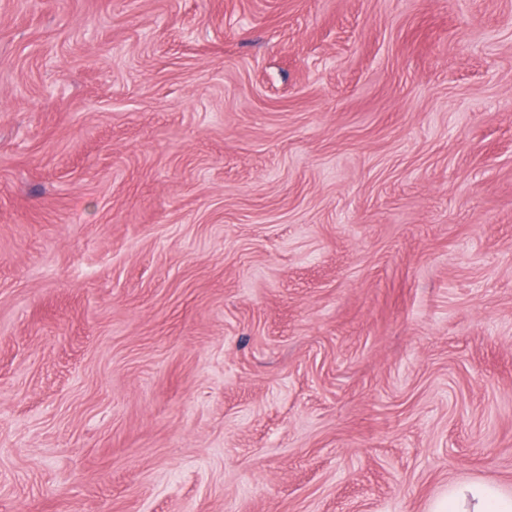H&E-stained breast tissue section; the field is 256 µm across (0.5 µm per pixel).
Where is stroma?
Instances as JSON below:
<instances>
[{"mask_svg": "<svg viewBox=\"0 0 512 512\" xmlns=\"http://www.w3.org/2000/svg\"><path fill=\"white\" fill-rule=\"evenodd\" d=\"M512 493V0H0V512Z\"/></svg>", "mask_w": 512, "mask_h": 512, "instance_id": "stroma-1", "label": "stroma"}]
</instances>
